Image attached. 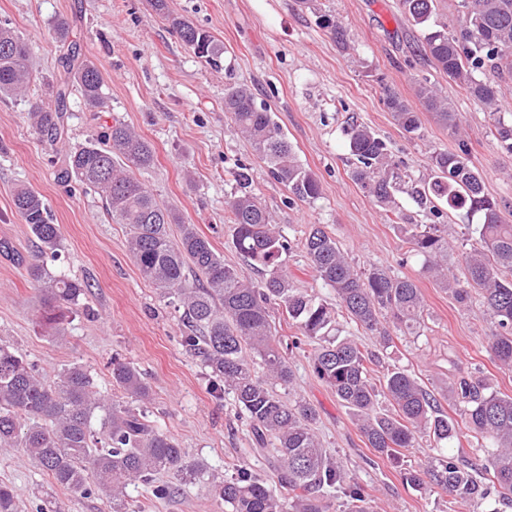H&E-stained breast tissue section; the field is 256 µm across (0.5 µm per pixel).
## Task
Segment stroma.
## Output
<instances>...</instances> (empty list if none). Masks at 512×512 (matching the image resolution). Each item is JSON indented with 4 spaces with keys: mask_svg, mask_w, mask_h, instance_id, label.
Returning <instances> with one entry per match:
<instances>
[{
    "mask_svg": "<svg viewBox=\"0 0 512 512\" xmlns=\"http://www.w3.org/2000/svg\"><path fill=\"white\" fill-rule=\"evenodd\" d=\"M170 10L207 30L224 45L219 66L208 65L185 47L148 0H0V24L12 27L32 48L33 80L26 93L0 100V340L13 344L38 364L47 381L65 365L88 369L98 393L120 400L112 385V362L133 363L151 386L149 416L175 437L191 459L210 474L231 473L238 460L266 480L273 467L251 451V432L239 418L231 394L217 396L199 363L180 344V313L160 301L140 276L127 248L125 225L112 221L93 190L60 179L70 148L104 135L114 121L133 127L152 147L154 163L136 178L182 221L196 225L226 265L252 281L260 274L236 252L224 201L230 171L246 166L262 202L294 247L285 260L297 288L333 300L316 280L301 247L309 225L323 224L347 251L357 270L383 265L415 281L425 304L421 337L397 336L384 349L375 335L342 324L374 355L384 373L400 366L432 390L448 415L457 407L450 390L459 376L480 372L497 391L512 396V369L498 366L486 350L493 324L480 298L460 305L422 269L423 259L352 180L354 159L345 128L350 119L370 127L412 179L431 176L435 152L466 147L468 160L482 175L485 193L512 212V156L495 139V118L512 121V89L504 90L497 114L471 100L420 53L423 33L408 21L401 0H169ZM336 17L348 34L340 47L319 26L321 15ZM65 16L70 37L100 68L109 109L88 111L71 95L65 132L49 142L32 126L29 107L47 101L63 52L51 28ZM428 79L462 118L460 133L441 126L418 104L415 80ZM243 85L264 103L305 167L319 178L322 194L314 202L293 199L269 173L266 163L237 132L224 110L226 87ZM394 92L414 105L418 134L406 133L387 107ZM33 188L45 199L60 227L55 271L89 285L86 309L65 324L64 341L41 331L40 293L25 271L34 250L27 224L13 205L16 186ZM311 346L291 358L294 390L317 412L323 445L366 488L376 512H512V504L489 498L455 502L426 487H410L385 459L367 448L348 409L313 371ZM0 480L15 489L22 512H38L54 502L57 512H107L101 495L84 496L50 483L21 448H0ZM142 512H224L207 484L184 483L167 500L153 499L147 486L129 487Z\"/></svg>",
    "mask_w": 512,
    "mask_h": 512,
    "instance_id": "stroma-1",
    "label": "stroma"
}]
</instances>
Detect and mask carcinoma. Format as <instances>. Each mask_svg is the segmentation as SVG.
<instances>
[{
    "label": "carcinoma",
    "instance_id": "1",
    "mask_svg": "<svg viewBox=\"0 0 512 512\" xmlns=\"http://www.w3.org/2000/svg\"><path fill=\"white\" fill-rule=\"evenodd\" d=\"M411 24L424 31L422 51L435 69L465 87L470 98L495 114L501 83L512 79V0H457L456 25L439 27L435 0H401ZM183 44L208 64H217L224 44L207 31L169 10L168 0H151ZM321 27L340 46L347 31L331 15ZM28 42L8 26H0V98L24 90L31 82ZM60 81L52 88L54 104L36 107L31 119L51 141L61 139L69 97L76 90L91 112L108 109L105 79L98 67L69 43L59 58ZM415 96L443 126L458 130L460 116L435 85L416 82ZM394 120L408 134L420 130L418 113L396 94L388 97ZM224 111L253 151L266 161L272 176L298 200L318 199V177L299 161L274 113L257 104L252 90L230 87ZM497 145L512 155V123L496 119ZM347 144L356 165L351 178L385 211L397 215L395 193L407 192L429 213L465 212L479 223L466 225L470 247L462 253L464 278L448 267V232L443 224H402L412 251L425 259L424 272L435 278L460 303L477 291L495 329L488 349L499 365L512 369V222L499 203L484 193L482 177L469 165L464 150L430 156L432 180L416 184L400 170L385 143L367 126L353 122ZM123 158L137 169L154 163L149 143L129 125L117 121L108 141L90 140L69 152L60 176L94 190L107 214L128 231V251L141 278L166 304L181 311V344L199 360L213 390L233 395L249 422L257 451L273 445L278 465L269 485L244 464L220 481L209 478L204 465L189 458L179 441L155 426L147 415L151 389L131 363L112 362V385L126 398L106 403L97 397L91 373L79 364L61 370L56 381L44 379L36 364L12 345L0 341V447L23 448L52 483L86 495L99 492L110 512H135L126 488L152 484L157 499L177 492L167 474L179 482L210 483L212 496L229 512H327V497L343 490L346 512H375L365 488L349 476L323 448L314 424L316 410L308 403L285 400L277 388L293 389L289 350L305 341H320L313 353L316 376L348 408L367 446L392 462L413 487L431 484L454 497L512 502V396L502 395L479 380L459 378L451 394L459 418L439 408L433 391L402 368L377 377L372 354L349 337L335 336L336 310L350 322L378 334L387 349L391 331L418 336L424 318L420 289L382 266L358 271L322 224L311 225L303 242L309 266L322 285L334 293L336 305L294 287L283 269L292 241L252 190L247 169L234 173L235 188L227 198L225 221L233 225V243L247 263L261 270L254 282L224 264L210 240L195 225L184 224L178 212L156 198L116 165ZM16 212L29 225L38 259L26 266L41 292L42 326L63 335L65 315L83 306L88 284L52 271L45 258L58 257L59 225L49 222L42 196L27 186L13 195ZM179 225L171 237L170 226ZM278 306L298 335L285 346L272 331L270 308ZM265 369L256 375L253 358ZM424 435L441 448L461 445L489 449L482 463L452 455L414 470L405 467L404 450ZM0 512H20L13 487L0 482Z\"/></svg>",
    "mask_w": 512,
    "mask_h": 512
}]
</instances>
